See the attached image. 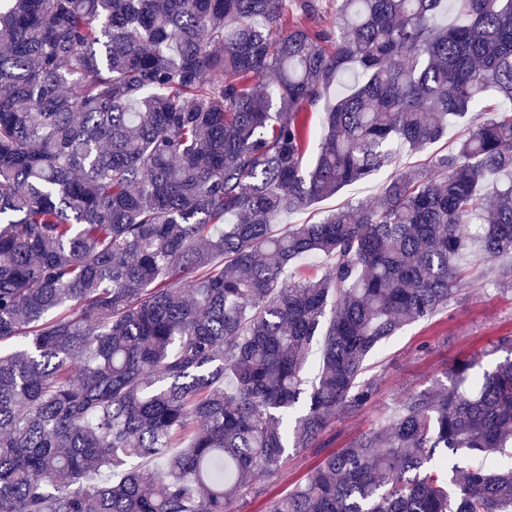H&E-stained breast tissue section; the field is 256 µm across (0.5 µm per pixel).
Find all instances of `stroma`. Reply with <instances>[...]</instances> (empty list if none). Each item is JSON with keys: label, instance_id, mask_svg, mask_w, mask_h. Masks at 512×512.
Here are the masks:
<instances>
[{"label": "stroma", "instance_id": "obj_1", "mask_svg": "<svg viewBox=\"0 0 512 512\" xmlns=\"http://www.w3.org/2000/svg\"><path fill=\"white\" fill-rule=\"evenodd\" d=\"M390 175V169H381L332 197L289 214L286 221L310 224L348 202L374 199L383 192ZM496 265V260L490 259L467 269L468 285L448 308L404 326L383 342L369 361L368 376L375 383L372 398L357 412L337 417L319 447L288 450L277 474L241 492L232 505L234 512H260L268 498L293 489L326 453L381 427L403 394L444 379L455 360L475 357L481 368L489 369L506 358L499 341L512 336V289H496L483 279L485 271Z\"/></svg>", "mask_w": 512, "mask_h": 512}]
</instances>
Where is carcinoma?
Here are the masks:
<instances>
[{
  "label": "carcinoma",
  "instance_id": "carcinoma-1",
  "mask_svg": "<svg viewBox=\"0 0 512 512\" xmlns=\"http://www.w3.org/2000/svg\"><path fill=\"white\" fill-rule=\"evenodd\" d=\"M491 258L511 289L512 0H0V512H230ZM475 366L261 512H512V356ZM465 129V126L461 125L458 127L451 128L448 131V138H444L432 145L427 149L417 154H411L407 150H403L400 154L399 161L397 163L399 169H405L413 167L417 164L424 163L429 157L434 154L448 151V149L454 144V139L461 134ZM392 168H384L375 173L370 178L347 186L338 194L324 199L310 207L302 208L289 214L281 224H278V230H284L289 224H310L318 221L329 211L337 209L344 204L357 200H373L380 195L391 173Z\"/></svg>",
  "mask_w": 512,
  "mask_h": 512
}]
</instances>
